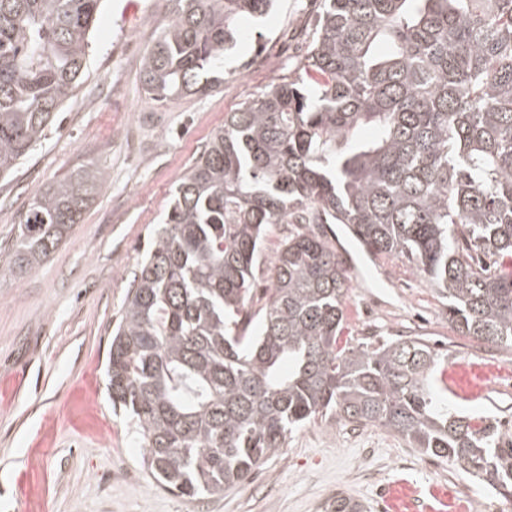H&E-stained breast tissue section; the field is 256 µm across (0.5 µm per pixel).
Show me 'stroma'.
<instances>
[{"label": "stroma", "instance_id": "obj_1", "mask_svg": "<svg viewBox=\"0 0 512 512\" xmlns=\"http://www.w3.org/2000/svg\"><path fill=\"white\" fill-rule=\"evenodd\" d=\"M170 0H102L90 35L87 73L45 139L0 178V512H325L339 495L379 512L383 497L414 495L448 512L436 491L473 479L451 460L422 454L379 426L329 416L289 434L239 486L214 497L163 489L129 420L113 413L104 363L129 280L171 193L227 112L290 74L304 56L321 0H276L247 20L224 53L215 91L169 104L147 98L140 65L170 18ZM104 183L58 247L24 273L9 267L20 223L36 191L78 168ZM361 269L345 303L344 337L384 341L425 336L445 349L439 370L458 382L479 365L481 399L449 394L450 407L512 423V353L453 331L447 300L405 259ZM95 399L83 401L86 378Z\"/></svg>", "mask_w": 512, "mask_h": 512}]
</instances>
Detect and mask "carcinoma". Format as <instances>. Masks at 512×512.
<instances>
[{
    "mask_svg": "<svg viewBox=\"0 0 512 512\" xmlns=\"http://www.w3.org/2000/svg\"><path fill=\"white\" fill-rule=\"evenodd\" d=\"M171 2L141 65L161 103L219 87L242 21L273 4ZM100 3L0 0V174L83 78ZM102 183L87 167L37 191L14 268L52 253ZM271 224L294 228L266 257ZM324 224L413 263L448 300L453 331L512 352V0H324L294 76L227 113L173 190L106 366L112 407L181 495L224 494L288 433L333 415L451 459L512 501V439L448 409L428 339L341 340L348 259ZM326 509L365 512L349 496Z\"/></svg>",
    "mask_w": 512,
    "mask_h": 512,
    "instance_id": "cac0c4a2",
    "label": "carcinoma"
}]
</instances>
